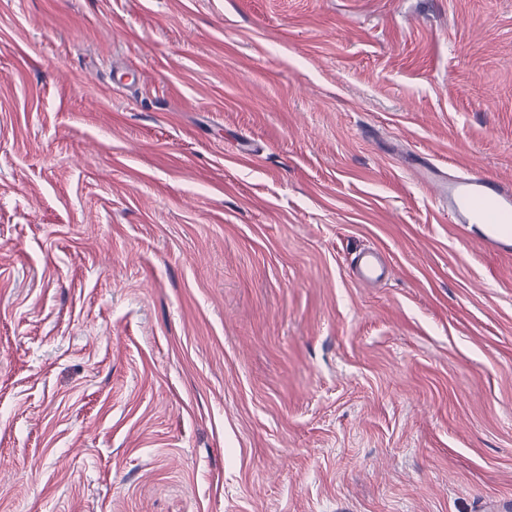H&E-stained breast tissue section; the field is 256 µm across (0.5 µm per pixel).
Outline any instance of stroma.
<instances>
[{"label": "stroma", "instance_id": "1", "mask_svg": "<svg viewBox=\"0 0 512 512\" xmlns=\"http://www.w3.org/2000/svg\"><path fill=\"white\" fill-rule=\"evenodd\" d=\"M412 152L512 183V0H0V512L512 499V252ZM356 277L362 283H375L383 275L378 253H367L355 267Z\"/></svg>", "mask_w": 512, "mask_h": 512}]
</instances>
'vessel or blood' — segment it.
Segmentation results:
<instances>
[{"instance_id": "obj_1", "label": "vessel or blood", "mask_w": 512, "mask_h": 512, "mask_svg": "<svg viewBox=\"0 0 512 512\" xmlns=\"http://www.w3.org/2000/svg\"><path fill=\"white\" fill-rule=\"evenodd\" d=\"M411 165L423 176L434 199L447 208L454 223L484 225L482 241L494 251L512 246V189L501 182L480 177L445 176L434 163L414 156ZM363 283L377 282L383 275L378 254L367 253L355 267Z\"/></svg>"}]
</instances>
